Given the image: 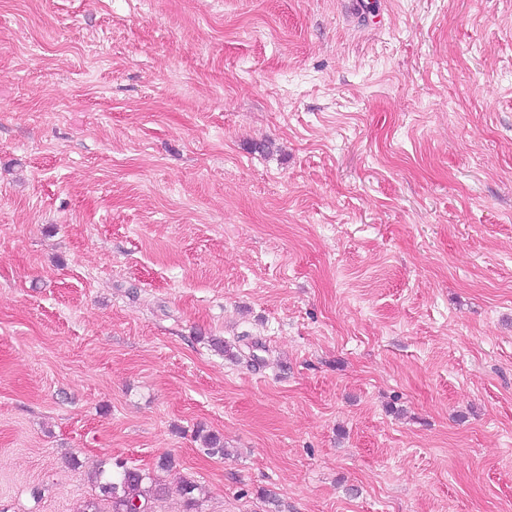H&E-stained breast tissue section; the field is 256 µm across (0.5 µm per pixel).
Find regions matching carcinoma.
Returning a JSON list of instances; mask_svg holds the SVG:
<instances>
[{
    "label": "carcinoma",
    "instance_id": "carcinoma-1",
    "mask_svg": "<svg viewBox=\"0 0 512 512\" xmlns=\"http://www.w3.org/2000/svg\"><path fill=\"white\" fill-rule=\"evenodd\" d=\"M203 443L208 454L224 455V438L221 435L208 432L203 435ZM94 483L109 501L111 512H135L137 506L150 510L152 501L163 493L151 472L120 462L114 464L110 459L101 461L94 473Z\"/></svg>",
    "mask_w": 512,
    "mask_h": 512
}]
</instances>
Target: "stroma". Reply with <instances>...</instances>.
<instances>
[{"instance_id":"stroma-1","label":"stroma","mask_w":512,"mask_h":512,"mask_svg":"<svg viewBox=\"0 0 512 512\" xmlns=\"http://www.w3.org/2000/svg\"><path fill=\"white\" fill-rule=\"evenodd\" d=\"M376 2L0 0V512H512V0ZM114 465L112 459L102 460L93 477L100 494L109 501L111 512H134L136 504L152 511V501L158 500L163 488L151 472L120 462Z\"/></svg>"}]
</instances>
